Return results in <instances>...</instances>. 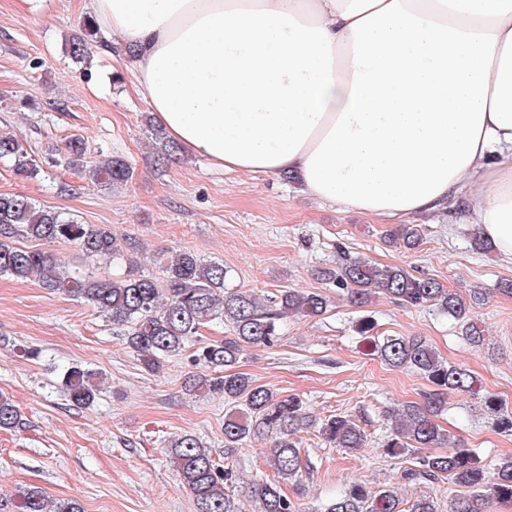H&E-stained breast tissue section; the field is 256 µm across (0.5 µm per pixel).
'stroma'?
Wrapping results in <instances>:
<instances>
[{"label": "stroma", "instance_id": "35a3bbf8", "mask_svg": "<svg viewBox=\"0 0 512 512\" xmlns=\"http://www.w3.org/2000/svg\"><path fill=\"white\" fill-rule=\"evenodd\" d=\"M83 19L81 0H0V131L15 133L30 154L55 147V161L34 179L0 161V193H23L82 224L111 226L128 239L127 256L140 271L160 278L172 251L188 249L224 263L229 285L264 297L283 289L317 290L331 300L316 317L291 318L273 347L243 351L237 371L286 395L299 396L317 418L345 413L359 419L363 448L331 447L313 430L298 434L313 469L297 491L313 512L342 485H396L408 500L433 497L438 512L462 489L448 481H401L409 458H392L380 442L386 413L420 401L428 389L418 373L390 367L372 352L374 338L423 336L450 363L469 369L484 388L512 408V297L496 292L512 278V261L498 251L479 252V227L460 202L413 216L422 240L402 250L385 240L396 222L326 203L307 194L300 178L284 174L224 172L207 159L181 152L158 166L151 113L134 88L121 51L94 47L89 62L73 61L65 42ZM81 135L89 160L123 157L133 169L127 185L100 187L67 166L65 142ZM74 268L120 275L125 258L86 260L76 244L47 245ZM381 266L400 265L439 280L461 294L486 292L470 317L485 343L476 348L460 323L434 311L405 308L379 295L365 307L320 276L342 255ZM371 317V337L357 333ZM37 358H30V351ZM103 376L93 406L78 408L64 396L59 377L71 364ZM187 354L169 358L152 375L128 349L120 328L91 304L48 293L37 280L0 276V394L19 409L23 424L0 431V512H14L20 488H41L54 502L74 500L84 512H196L170 463L174 436L190 433L216 460H229L239 478L233 495L250 507V487L271 477L268 441L244 442L224 454V398H198L184 388ZM439 425L480 457L512 455V435L498 433L476 397L452 392Z\"/></svg>", "mask_w": 512, "mask_h": 512}]
</instances>
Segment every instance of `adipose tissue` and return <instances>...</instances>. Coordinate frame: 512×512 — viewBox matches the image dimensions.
I'll use <instances>...</instances> for the list:
<instances>
[{
    "instance_id": "1",
    "label": "adipose tissue",
    "mask_w": 512,
    "mask_h": 512,
    "mask_svg": "<svg viewBox=\"0 0 512 512\" xmlns=\"http://www.w3.org/2000/svg\"><path fill=\"white\" fill-rule=\"evenodd\" d=\"M167 134L376 217L462 200L512 258V0H84Z\"/></svg>"
}]
</instances>
